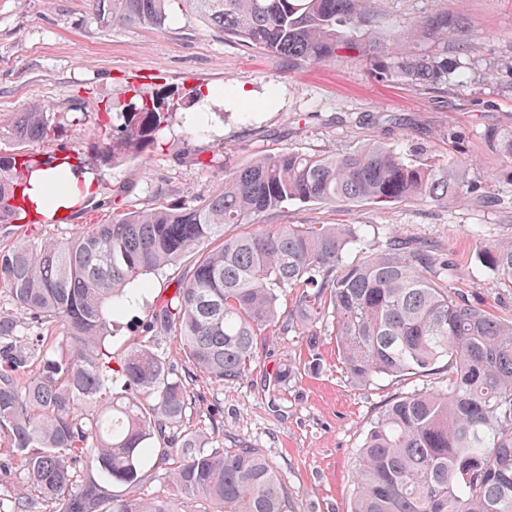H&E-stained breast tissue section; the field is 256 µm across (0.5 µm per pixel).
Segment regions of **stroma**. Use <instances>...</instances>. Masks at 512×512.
Masks as SVG:
<instances>
[{"mask_svg":"<svg viewBox=\"0 0 512 512\" xmlns=\"http://www.w3.org/2000/svg\"><path fill=\"white\" fill-rule=\"evenodd\" d=\"M435 11L464 13L470 28L465 44L433 45L448 55V81L423 91L399 74L376 72L354 51L334 63L291 67L179 10L163 29L106 28L92 0H0V156H68L96 183L65 218L0 224V250L20 240L73 238L116 208L196 204L223 181L225 168L260 154H327L383 143L414 160L467 161L468 181L494 196L495 205L291 203L266 217L265 228L352 224L375 248L392 238L428 244L438 260L452 262V286L512 318V283L475 263L478 244L512 240V173L483 140L489 128L512 127V0H382V32L409 28ZM195 88L221 92L210 111L199 113L197 131L176 119L151 151L116 164L96 160L106 112ZM35 104L55 114L53 142H19L6 124ZM79 113L86 119L77 125ZM197 154L211 166L195 165ZM191 263L187 256L146 276L136 304L116 319L114 356L148 338L162 356L176 354V337L151 332L149 324ZM255 351L241 381L219 385L193 375L184 428L208 437L221 432L261 449L288 490L291 512H349L353 465L370 425L391 398L435 387V377L353 385L330 324L321 328V373L304 370L306 341L292 330L258 337ZM288 364L294 376L277 381Z\"/></svg>","mask_w":512,"mask_h":512,"instance_id":"1","label":"stroma"}]
</instances>
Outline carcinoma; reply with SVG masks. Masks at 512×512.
<instances>
[{
    "instance_id": "obj_1",
    "label": "carcinoma",
    "mask_w": 512,
    "mask_h": 512,
    "mask_svg": "<svg viewBox=\"0 0 512 512\" xmlns=\"http://www.w3.org/2000/svg\"><path fill=\"white\" fill-rule=\"evenodd\" d=\"M378 0H93L100 22L164 29L174 5L227 39L292 66L335 61L347 49L434 89L448 55L429 46L466 17L434 12L407 29L393 56L378 37ZM176 117L163 98L112 113L97 147L108 163L152 148ZM20 142H49L47 108L14 114ZM512 168V128L484 132ZM37 160L0 156V223L24 211ZM453 162L416 163L377 143L353 151L259 155L224 171V183L193 207L114 211L67 242L19 241L0 251V287L26 315L0 313V441L23 479L53 512H289L288 491L258 448L193 430L169 433L192 398L177 365L144 343L120 358L105 345L114 318L135 298L126 286L197 255L150 327L179 337L184 369L222 385L247 377L256 337L290 328L306 337L305 369L322 370L318 324L332 320L351 383L442 373L437 389L394 397L368 429L353 474L350 512H512V319L496 316L448 283V264L426 244L376 250L351 224H283L224 237L227 224H259L289 202L481 205L493 196L464 181ZM354 258L347 259V254ZM512 283V240L477 251ZM296 290L288 321L279 300ZM60 326L43 350L30 325ZM177 497L137 494L144 463Z\"/></svg>"
}]
</instances>
